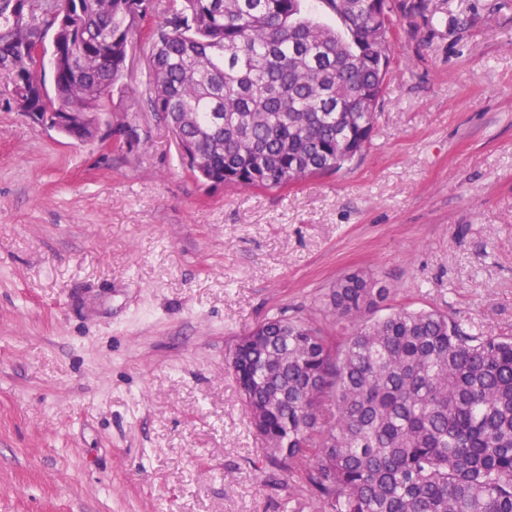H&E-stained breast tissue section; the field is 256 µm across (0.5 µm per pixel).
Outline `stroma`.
Here are the masks:
<instances>
[{"label":"stroma","instance_id":"stroma-1","mask_svg":"<svg viewBox=\"0 0 512 512\" xmlns=\"http://www.w3.org/2000/svg\"><path fill=\"white\" fill-rule=\"evenodd\" d=\"M371 142L281 189L209 186L147 106L131 152L29 124L0 81V512H282L227 357L276 314L335 338L356 269L388 307L512 336V0H403Z\"/></svg>","mask_w":512,"mask_h":512}]
</instances>
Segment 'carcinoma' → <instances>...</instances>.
Here are the masks:
<instances>
[{
    "label": "carcinoma",
    "instance_id": "1",
    "mask_svg": "<svg viewBox=\"0 0 512 512\" xmlns=\"http://www.w3.org/2000/svg\"><path fill=\"white\" fill-rule=\"evenodd\" d=\"M169 0L151 33L148 103L203 183L278 189L362 155L391 55L394 0ZM157 0H0V79L30 111L101 117ZM49 42L52 90L32 49ZM364 272L337 279L341 343L285 314L242 342L246 405L278 392L261 430L273 462L303 475L320 512H512V336L399 308ZM288 439V447L279 444Z\"/></svg>",
    "mask_w": 512,
    "mask_h": 512
}]
</instances>
